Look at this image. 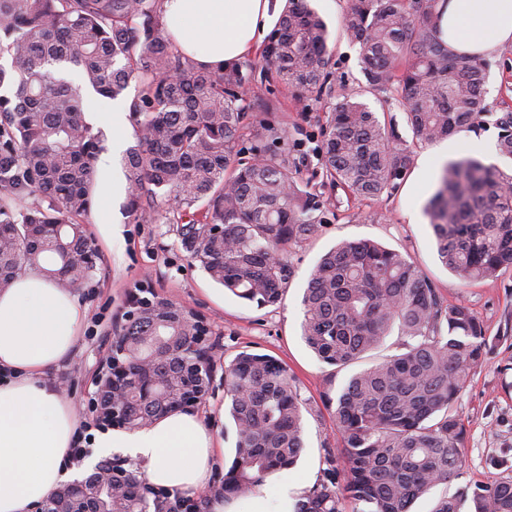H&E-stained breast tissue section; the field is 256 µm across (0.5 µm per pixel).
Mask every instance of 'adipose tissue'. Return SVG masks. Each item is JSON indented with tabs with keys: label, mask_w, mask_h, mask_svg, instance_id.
Instances as JSON below:
<instances>
[{
	"label": "adipose tissue",
	"mask_w": 512,
	"mask_h": 512,
	"mask_svg": "<svg viewBox=\"0 0 512 512\" xmlns=\"http://www.w3.org/2000/svg\"><path fill=\"white\" fill-rule=\"evenodd\" d=\"M286 0H161L168 34L200 67L241 60L275 27ZM442 40L485 57L512 44V0H443ZM85 310L37 269L0 291V512H36L79 474L70 461L80 433L73 405L45 379L69 357ZM98 456L123 449L144 462L148 482L182 493L208 489L215 439L192 412H176L129 432L95 434Z\"/></svg>",
	"instance_id": "adipose-tissue-1"
}]
</instances>
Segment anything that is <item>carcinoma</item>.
Here are the masks:
<instances>
[{"label":"carcinoma","mask_w":512,"mask_h":512,"mask_svg":"<svg viewBox=\"0 0 512 512\" xmlns=\"http://www.w3.org/2000/svg\"><path fill=\"white\" fill-rule=\"evenodd\" d=\"M439 0H352L344 34L360 47L366 80L354 86L330 66L329 31L309 0H288L259 52L269 82L297 97L333 100L319 125L321 184L378 199L413 163L417 143L475 129L487 114L485 67L440 38ZM159 0H0V290L24 267L64 288L90 280L99 253L80 218L94 203L106 134L84 116V91L128 103L137 144L123 157L126 208L172 225L184 251L215 283L259 308L274 306L294 275L288 247L318 229V195L300 184L306 143L266 112L243 134L255 64L207 71L164 35ZM400 93L412 143L380 121L362 97ZM499 155L512 160V110L494 120ZM426 213L440 261L462 281L512 268V175L474 157L448 162ZM302 304V336L338 369L398 328L403 351L353 374L332 408L343 448L293 512H410L411 504L465 467L466 432L456 404L482 366L489 338L466 305H448L402 253L342 241L318 260ZM201 315L152 296L115 329L112 346L128 381L112 389L126 428L181 410L183 362L213 380ZM224 409L237 433L234 457L213 491L246 497L295 466L303 449V402L288 368L243 351L224 366ZM117 476L67 485L49 512L80 495L90 512H181L146 480L110 462ZM432 512H512V477L440 498Z\"/></svg>","instance_id":"1"}]
</instances>
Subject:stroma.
<instances>
[{
	"label": "stroma",
	"mask_w": 512,
	"mask_h": 512,
	"mask_svg": "<svg viewBox=\"0 0 512 512\" xmlns=\"http://www.w3.org/2000/svg\"><path fill=\"white\" fill-rule=\"evenodd\" d=\"M310 4L328 24L336 73L352 82L362 80L360 48L340 28L349 0H310ZM487 62L485 100L488 110L495 112L501 102L512 104V45L488 56ZM271 101L276 102L277 117L290 137L315 147L316 112L306 109L286 87H277L270 94L264 86L254 85L248 98L254 116H263ZM427 150L424 144L416 147L410 171L391 195L355 199L338 186L318 187L324 203L322 222L315 235L289 247L295 274L282 302L262 309L241 302L214 283L182 250L171 225L150 224L127 214L124 195L96 198V208L109 210L116 232L104 235L95 213H88L85 226L101 259L92 279L76 291L86 309L76 349L48 371V381L60 388L76 410L86 409L102 363L112 349V326L130 299L153 292L192 308L210 327L215 368H223L245 350L270 354L287 365L305 403L304 450L296 466L278 472L277 477L293 486L296 493H303L326 468L328 451L342 445L324 401L325 393H337L359 369L399 351L401 338L394 332L379 349L339 370L322 363L302 337V297L319 258L341 241L371 240L408 255L445 301L468 305L492 343L485 362L472 374L457 402L466 430L463 474L417 499L413 512H432L441 496L455 494L460 485L512 476V269L493 280L465 284L439 261L425 213L439 177L421 170L420 161ZM223 409L224 390L218 387L194 412L211 428L219 455L228 462L233 458L236 431Z\"/></svg>",
	"instance_id": "35a3bbf8"
}]
</instances>
